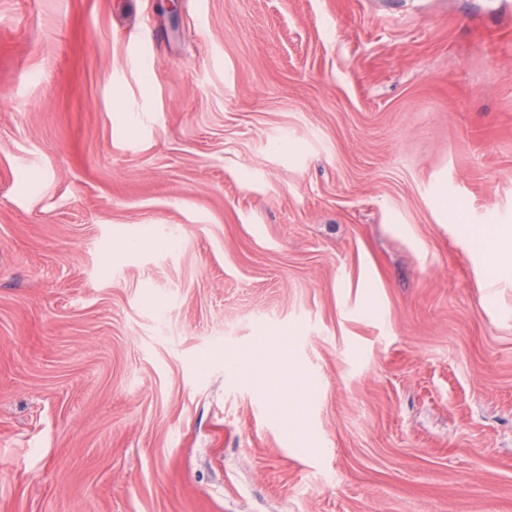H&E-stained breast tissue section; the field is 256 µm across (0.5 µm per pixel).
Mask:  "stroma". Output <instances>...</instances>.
Returning <instances> with one entry per match:
<instances>
[{
	"label": "stroma",
	"mask_w": 512,
	"mask_h": 512,
	"mask_svg": "<svg viewBox=\"0 0 512 512\" xmlns=\"http://www.w3.org/2000/svg\"><path fill=\"white\" fill-rule=\"evenodd\" d=\"M511 232L512 0H0V512H512Z\"/></svg>",
	"instance_id": "stroma-1"
}]
</instances>
